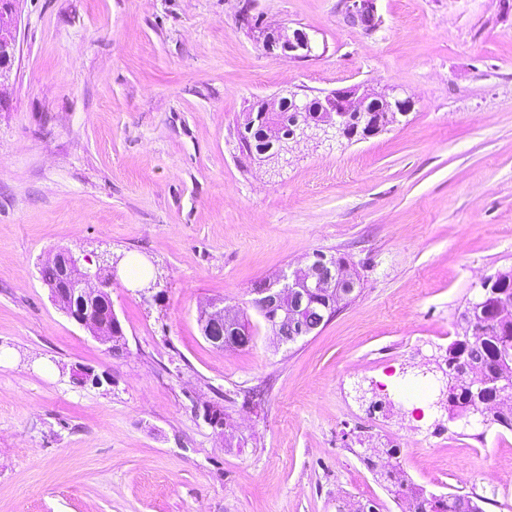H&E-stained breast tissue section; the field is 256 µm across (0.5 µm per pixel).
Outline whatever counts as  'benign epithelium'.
I'll use <instances>...</instances> for the list:
<instances>
[{"label":"benign epithelium","mask_w":512,"mask_h":512,"mask_svg":"<svg viewBox=\"0 0 512 512\" xmlns=\"http://www.w3.org/2000/svg\"><path fill=\"white\" fill-rule=\"evenodd\" d=\"M12 2L14 0H5V5L0 7V77L9 74L12 66ZM346 16L354 25L373 27L377 22L372 0H350ZM262 36L265 51L276 56L306 58L312 56L316 48L312 36L287 26L267 28ZM410 111L411 102L407 99L362 93L358 86L336 89L311 100L299 99L297 94L290 93L260 99L253 104L244 115L240 136H248L256 124L264 126L266 147L257 153L246 148L244 153L267 165L282 159L292 145L304 140H367ZM119 262L116 258L108 266L89 267L67 250H59L47 259V263L62 272V283L49 285L54 303L111 352L126 345L110 293L112 284L118 280ZM500 279L502 276L497 274L483 280L480 298L461 316L465 324L462 339L468 340L473 335L472 311L489 312L497 319L512 317V296L502 290ZM356 285L355 278L346 268L337 265L334 258L316 252L305 267L291 272L283 287L264 283L257 291L259 298L254 300V305L279 342H294L315 332L303 320L305 310L315 298L333 297L340 302L354 293ZM199 322L204 338L222 349L226 347L224 328L240 322V318L238 313L228 311L220 300L210 303ZM444 363V385L437 405L444 408L449 418H464L471 413L479 415L481 423L486 424L496 417L495 407L512 394V383L500 375L488 378L476 374L477 366L455 358L451 346L446 350ZM463 390L475 400L467 413L458 411L459 392Z\"/></svg>","instance_id":"7a95c632"}]
</instances>
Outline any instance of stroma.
<instances>
[{
	"label": "stroma",
	"mask_w": 512,
	"mask_h": 512,
	"mask_svg": "<svg viewBox=\"0 0 512 512\" xmlns=\"http://www.w3.org/2000/svg\"><path fill=\"white\" fill-rule=\"evenodd\" d=\"M17 0L0 81V512H401L366 464L512 512V431L449 421L427 363L484 278L512 270V0ZM314 35L267 54L263 27ZM358 85L411 98L365 141L266 171L239 148L256 100ZM64 248L120 257L113 354L53 303ZM343 260L360 281L279 343L252 290ZM245 320L219 350L199 317ZM90 367L99 384L73 383ZM224 411L223 431L204 419ZM346 6V16L354 25L363 24L364 26L373 27L376 25L377 19L374 9V3L370 0H350ZM199 322L204 338L216 348L228 347L224 342V336L239 342L242 347L248 346L252 342L253 336L243 324L240 327V329H245L243 334L240 330L236 334L233 328H227L224 331V326L242 323V321L238 313L229 312L228 308L224 307L223 301L210 303L208 309L200 316Z\"/></svg>",
	"instance_id": "35a3bbf8"
}]
</instances>
